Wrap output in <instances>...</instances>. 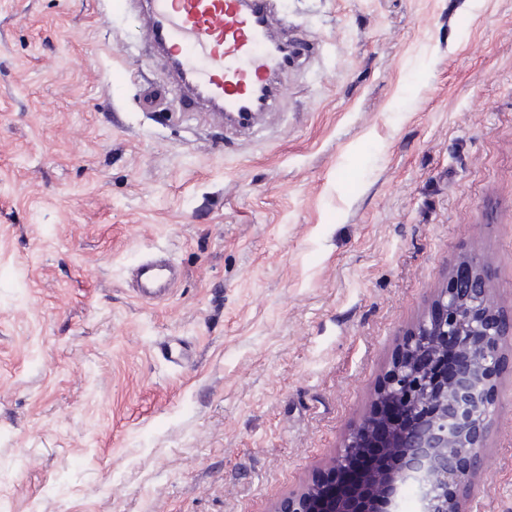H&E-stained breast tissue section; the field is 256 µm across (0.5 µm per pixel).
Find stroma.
Segmentation results:
<instances>
[{
  "instance_id": "stroma-1",
  "label": "stroma",
  "mask_w": 512,
  "mask_h": 512,
  "mask_svg": "<svg viewBox=\"0 0 512 512\" xmlns=\"http://www.w3.org/2000/svg\"><path fill=\"white\" fill-rule=\"evenodd\" d=\"M279 10L312 52L247 129L137 7L0 0V512H272L460 258L512 317V0ZM470 499L512 512V347ZM174 270V266L164 256L147 259L137 268L133 288L141 299H154L165 293L166 289L157 288V284Z\"/></svg>"
}]
</instances>
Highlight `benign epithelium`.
I'll list each match as a JSON object with an SVG mask.
<instances>
[{
    "label": "benign epithelium",
    "instance_id": "benign-epithelium-1",
    "mask_svg": "<svg viewBox=\"0 0 512 512\" xmlns=\"http://www.w3.org/2000/svg\"><path fill=\"white\" fill-rule=\"evenodd\" d=\"M512 320L495 309L488 262H459L417 322L377 389L372 410L345 436L330 478L306 482L273 512H397L401 489L417 488L420 512H468L484 473L496 414V381Z\"/></svg>",
    "mask_w": 512,
    "mask_h": 512
}]
</instances>
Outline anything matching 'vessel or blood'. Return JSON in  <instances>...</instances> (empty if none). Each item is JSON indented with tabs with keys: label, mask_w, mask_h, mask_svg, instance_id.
I'll return each mask as SVG.
<instances>
[{
	"label": "vessel or blood",
	"mask_w": 512,
	"mask_h": 512,
	"mask_svg": "<svg viewBox=\"0 0 512 512\" xmlns=\"http://www.w3.org/2000/svg\"><path fill=\"white\" fill-rule=\"evenodd\" d=\"M149 40L191 104L217 113L270 111L272 82L310 52L289 40L278 0H141ZM174 267L164 256L137 268L133 288L142 299L161 296L160 281Z\"/></svg>",
	"instance_id": "obj_1"
}]
</instances>
